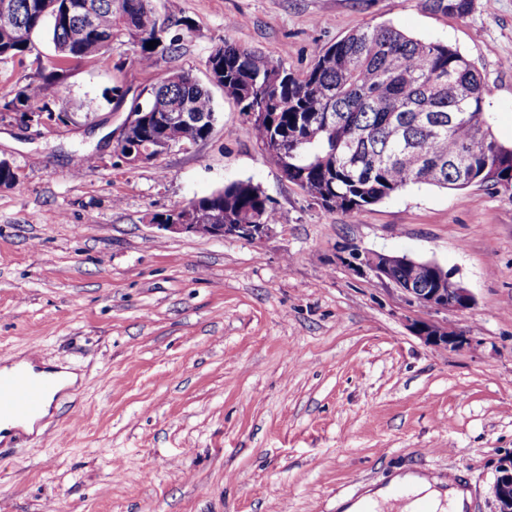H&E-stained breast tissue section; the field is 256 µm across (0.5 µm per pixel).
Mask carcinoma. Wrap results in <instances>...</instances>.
<instances>
[{
	"label": "carcinoma",
	"instance_id": "1",
	"mask_svg": "<svg viewBox=\"0 0 512 512\" xmlns=\"http://www.w3.org/2000/svg\"><path fill=\"white\" fill-rule=\"evenodd\" d=\"M0 60L32 51V36L50 23L56 60L38 78L0 97L5 111L25 112L47 97L68 93L69 65L112 52L121 27L140 35L139 66L174 50L177 38L159 21L150 0H0ZM427 8L467 16L473 0H427ZM158 41L154 48L147 43ZM301 76L282 61L260 57L232 43L210 54L209 80L224 87L249 116V132L267 162L324 209L353 218L414 184L463 189L512 185V149L484 130L487 90L475 65L453 47L415 39L389 25L366 24L325 47ZM136 112L152 134L170 146L204 140L205 124L175 122L176 112L216 118L213 99L188 72L170 73ZM261 112L260 118L250 113ZM195 217L221 224H273L277 213L250 180L229 183L194 202Z\"/></svg>",
	"mask_w": 512,
	"mask_h": 512
}]
</instances>
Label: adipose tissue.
Listing matches in <instances>:
<instances>
[{
    "mask_svg": "<svg viewBox=\"0 0 512 512\" xmlns=\"http://www.w3.org/2000/svg\"><path fill=\"white\" fill-rule=\"evenodd\" d=\"M468 498V492L461 487L446 485L435 477L406 472L395 474L388 486L369 491L348 503L344 512H418L423 506L430 512H463Z\"/></svg>",
    "mask_w": 512,
    "mask_h": 512,
    "instance_id": "obj_1",
    "label": "adipose tissue"
}]
</instances>
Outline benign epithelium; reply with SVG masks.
I'll return each mask as SVG.
<instances>
[{"instance_id":"1","label":"benign epithelium","mask_w":512,"mask_h":512,"mask_svg":"<svg viewBox=\"0 0 512 512\" xmlns=\"http://www.w3.org/2000/svg\"><path fill=\"white\" fill-rule=\"evenodd\" d=\"M16 119L24 124L36 123L51 127L59 123L55 112L15 113ZM165 145L161 142L145 140L132 148L123 157L128 165L153 160L160 156ZM171 219L157 228L178 234H197L217 239L236 237L250 242L262 240L271 230L269 224H201L185 212L181 205L170 210ZM351 270L361 276H372L380 281L392 284L403 293L405 300L429 310L463 311L473 304L469 290L455 278L454 273L437 280V287L422 288L419 283L420 273L434 265L432 261L413 262V271L407 280L397 282L390 277L392 268L402 264L401 258L385 252L360 248L355 253L342 258ZM418 333L427 343L439 348L459 350L471 345L472 339L462 333L448 334L446 325L435 322L418 321L414 324ZM495 507L493 512H512V452L502 457L497 465L492 488Z\"/></svg>"}]
</instances>
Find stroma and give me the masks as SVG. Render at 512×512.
Instances as JSON below:
<instances>
[{
  "label": "stroma",
  "mask_w": 512,
  "mask_h": 512,
  "mask_svg": "<svg viewBox=\"0 0 512 512\" xmlns=\"http://www.w3.org/2000/svg\"><path fill=\"white\" fill-rule=\"evenodd\" d=\"M179 48L143 69L122 30L71 68L69 114L48 129L0 118V359L78 376L41 434L0 445V512H342V500L413 471L459 469L467 512H492L512 451V196L415 184L349 218L267 163L245 115L210 86L224 42L307 72L313 49L366 25L439 41L471 60L485 120L512 146V0L469 15L424 0H153ZM0 62V89L37 78L45 32ZM173 71L209 85L206 140L145 164L113 153L136 103ZM95 155L88 166L86 155ZM252 180L277 222L261 242L164 232L153 214ZM430 260L474 303L433 312L354 275L340 247ZM474 339L438 349L412 324Z\"/></svg>",
  "instance_id": "35a3bbf8"
}]
</instances>
